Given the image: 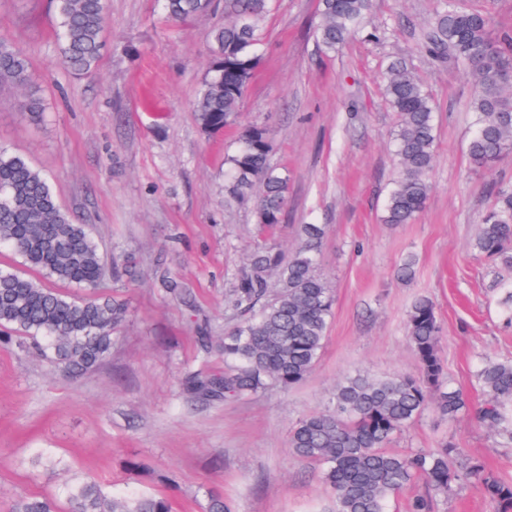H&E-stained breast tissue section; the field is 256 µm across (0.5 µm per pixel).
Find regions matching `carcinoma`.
Masks as SVG:
<instances>
[{"label":"carcinoma","mask_w":512,"mask_h":512,"mask_svg":"<svg viewBox=\"0 0 512 512\" xmlns=\"http://www.w3.org/2000/svg\"><path fill=\"white\" fill-rule=\"evenodd\" d=\"M273 0H224V24L208 33L213 63L194 102L197 123L206 133L239 124V112L259 66L262 26ZM63 65L73 74L96 68L104 48L108 0H52ZM210 0H163L174 21L205 13ZM372 0H319L314 34L320 49L334 53L366 26ZM437 59L451 56L470 76L475 130L468 153L488 167L512 152V33L494 34L482 11L463 12L445 4L426 34ZM26 88V109L43 120L40 88L30 61L12 41L0 37V92ZM384 95L398 121L392 133L398 177L389 191L382 221L411 224L424 210L435 165L436 126L431 99L401 59L389 63ZM266 128L239 129L237 149L226 159L224 193L234 201L256 198V224L270 229L288 204V178L270 163ZM320 224L301 227V244L289 256L257 248L232 283L231 307L242 323L224 334V377L194 376L184 391L199 400L243 399L270 385L299 384L320 356L333 316L334 296L317 272ZM0 245L11 247L25 270L0 267V345L40 353L55 366L81 375L101 363L112 334L127 314L115 297H72L45 286L55 280L96 289L108 275L99 245L85 224L75 223L59 204L46 177L27 158L0 148ZM474 249L512 267V191L500 190L483 217ZM275 295H270L272 288ZM407 335L418 358L417 376H344L332 405L301 419L291 430L289 448L322 466L333 490L331 512H386L388 501L422 479L428 492L411 498L408 512H434L433 494H450L470 483L495 504L512 512V478L478 458L460 462L453 442L431 451L393 453L394 437L429 408L452 421L468 411L463 394L448 387L439 351L440 324L433 301L417 298L407 313ZM487 399L473 413L480 426L512 440V360L486 361L477 373ZM73 512H173L161 495L137 493L117 498L96 479L64 488ZM11 512H60L46 496L15 500Z\"/></svg>","instance_id":"cac0c4a2"}]
</instances>
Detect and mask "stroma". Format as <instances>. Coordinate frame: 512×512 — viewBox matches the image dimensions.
<instances>
[{"label":"stroma","instance_id":"obj_1","mask_svg":"<svg viewBox=\"0 0 512 512\" xmlns=\"http://www.w3.org/2000/svg\"><path fill=\"white\" fill-rule=\"evenodd\" d=\"M443 3L374 0L365 30L328 56L313 35L317 0H274L239 116L267 128L270 162L289 178L282 222L262 238L253 202L224 199L236 129L204 133L193 112L211 66L206 34L223 22L221 7L174 24L160 0H109L105 52L75 77L57 63L51 0H0V35L29 57L46 104L35 124L22 90L0 94V146L40 169L63 209L88 226L113 270L100 292L129 308L106 360L77 377L0 347V512L19 497L62 496L66 484L90 476L116 494L162 492L175 512H205L212 491L228 512H323L332 491L317 464L293 456L289 432L329 406L346 374H417L405 321L421 296L436 305L449 386L471 406L483 404L477 370L512 359L502 306L512 269L478 255L472 242L496 191L512 188V153L489 169L468 156L472 82L425 48ZM397 57L433 101L437 141L424 211L391 225L380 216L398 176L396 115L382 88ZM304 224L325 230L318 271L335 295L310 373L287 391L187 398L188 375L224 370L223 355L200 352L197 338L217 342L240 324L233 277L257 244L293 250ZM409 256L415 276L406 282L396 269ZM130 259L133 278L124 272ZM166 277L188 298L169 293ZM446 441L512 475V444L467 417L427 411L391 447L427 451ZM39 453L58 466H31Z\"/></svg>","mask_w":512,"mask_h":512}]
</instances>
